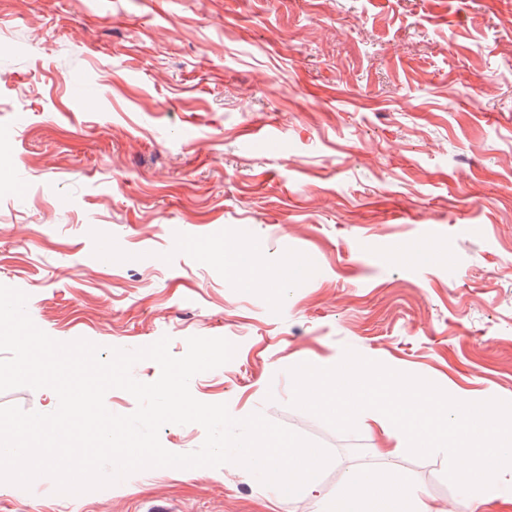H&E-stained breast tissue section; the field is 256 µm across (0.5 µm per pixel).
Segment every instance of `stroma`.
Here are the masks:
<instances>
[{
	"mask_svg": "<svg viewBox=\"0 0 512 512\" xmlns=\"http://www.w3.org/2000/svg\"><path fill=\"white\" fill-rule=\"evenodd\" d=\"M96 99L87 109L86 99ZM0 284L53 339L239 341L199 401L345 470L460 500L447 457L292 407L289 368L343 355L512 401V0H0ZM284 288L231 287L225 240ZM112 247L100 258L101 242ZM415 244L439 259L397 258ZM313 512L244 467L152 468L73 496L0 483V512Z\"/></svg>",
	"mask_w": 512,
	"mask_h": 512,
	"instance_id": "1",
	"label": "stroma"
}]
</instances>
